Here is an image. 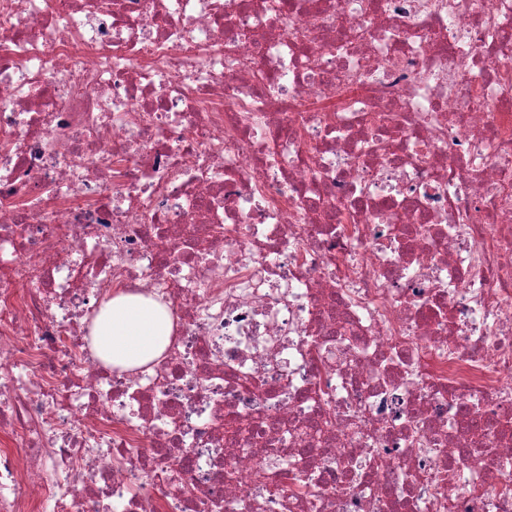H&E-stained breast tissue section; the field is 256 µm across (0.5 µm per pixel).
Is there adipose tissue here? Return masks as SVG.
I'll list each match as a JSON object with an SVG mask.
<instances>
[{"label": "adipose tissue", "mask_w": 512, "mask_h": 512, "mask_svg": "<svg viewBox=\"0 0 512 512\" xmlns=\"http://www.w3.org/2000/svg\"><path fill=\"white\" fill-rule=\"evenodd\" d=\"M172 332V316L160 304L117 292L93 322V349L97 357L112 365L138 368L161 357Z\"/></svg>", "instance_id": "obj_1"}]
</instances>
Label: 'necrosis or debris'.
<instances>
[{"mask_svg":"<svg viewBox=\"0 0 512 512\" xmlns=\"http://www.w3.org/2000/svg\"><path fill=\"white\" fill-rule=\"evenodd\" d=\"M0 512H512V0H0ZM172 332V316L160 304L141 295L113 292L93 322V349L114 366L138 368L161 357Z\"/></svg>","mask_w":512,"mask_h":512,"instance_id":"obj_1","label":"necrosis or debris"}]
</instances>
